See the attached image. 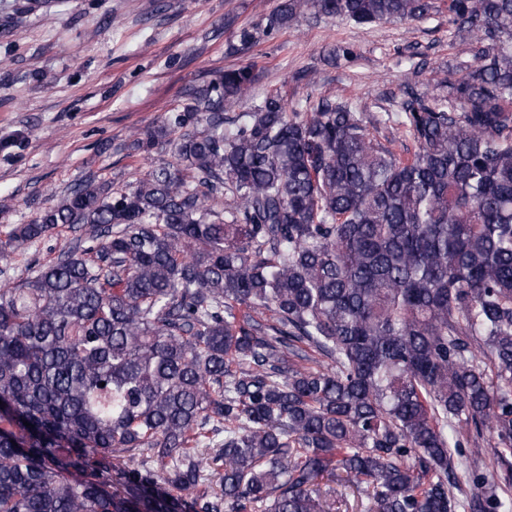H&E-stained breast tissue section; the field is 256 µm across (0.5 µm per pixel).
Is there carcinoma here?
I'll list each match as a JSON object with an SVG mask.
<instances>
[{
    "mask_svg": "<svg viewBox=\"0 0 512 512\" xmlns=\"http://www.w3.org/2000/svg\"><path fill=\"white\" fill-rule=\"evenodd\" d=\"M439 8L283 0L229 50ZM448 33L473 62L378 118L233 112L258 75L226 68L126 146L171 161L0 239L80 232L0 284V512H331L326 474L376 512H512L462 451H512V0H448Z\"/></svg>",
    "mask_w": 512,
    "mask_h": 512,
    "instance_id": "1",
    "label": "carcinoma"
}]
</instances>
